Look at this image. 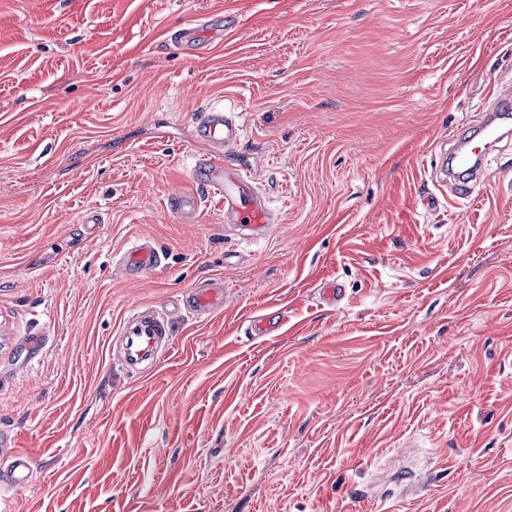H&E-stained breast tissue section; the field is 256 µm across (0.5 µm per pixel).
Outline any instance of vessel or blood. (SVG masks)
Returning a JSON list of instances; mask_svg holds the SVG:
<instances>
[{"label":"vessel or blood","mask_w":512,"mask_h":512,"mask_svg":"<svg viewBox=\"0 0 512 512\" xmlns=\"http://www.w3.org/2000/svg\"><path fill=\"white\" fill-rule=\"evenodd\" d=\"M172 43L183 50L202 54L207 44L193 27L175 31ZM512 119V90L495 93V109L486 115L475 142H463L448 157L449 170L456 172L459 186L479 181L482 166L490 152L502 139L511 134L507 122ZM242 126L234 112L221 107H200L196 110L193 138L205 144L204 154L196 156L191 174L196 190L172 195V209L185 222H193L198 193L210 190L219 195L224 207V221L243 227L248 240L255 241L268 233L280 220L279 212L271 208L266 196L259 191L255 180L240 168L228 162L225 153L235 147L241 137ZM161 257L155 244L146 238L137 240L125 250L119 260L122 270L138 278L155 271ZM224 307V283L208 280L195 285L174 303V310L186 309L198 316H207ZM278 312L267 311L253 318L249 330L253 335L266 336L279 330ZM118 362L128 374L142 377L158 364L162 351L173 344L168 317L156 310L143 308L130 315L120 330ZM11 435L0 432V506L6 504L10 492L21 488L32 469L31 460L21 454L10 453Z\"/></svg>","instance_id":"b4317fda"}]
</instances>
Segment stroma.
<instances>
[{
	"label": "stroma",
	"mask_w": 512,
	"mask_h": 512,
	"mask_svg": "<svg viewBox=\"0 0 512 512\" xmlns=\"http://www.w3.org/2000/svg\"><path fill=\"white\" fill-rule=\"evenodd\" d=\"M214 14L211 53L173 48ZM501 79L512 0H0L11 512H512V142L468 198L436 174ZM211 103L282 214L255 242L219 196L169 207ZM142 237L162 264L132 279ZM209 277L223 311L172 315L151 376L111 361ZM197 200V191H182L171 196L170 204L185 222L191 223L195 219ZM278 311L268 310L252 320L250 319L249 330L253 336H266L280 329L281 318Z\"/></svg>",
	"instance_id": "35a3bbf8"
}]
</instances>
